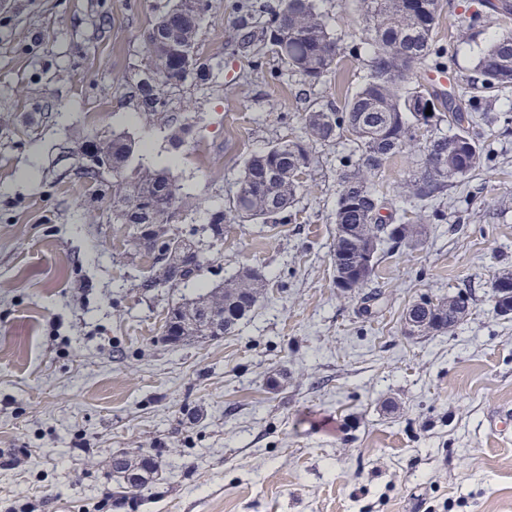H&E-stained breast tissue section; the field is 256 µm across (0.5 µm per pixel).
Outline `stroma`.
<instances>
[{"label": "stroma", "instance_id": "1", "mask_svg": "<svg viewBox=\"0 0 512 512\" xmlns=\"http://www.w3.org/2000/svg\"><path fill=\"white\" fill-rule=\"evenodd\" d=\"M240 0H212L201 51L210 84L172 111L190 127L135 117L128 79L168 0H0V512H512V315L494 285L512 273V89L477 131L479 170L420 209L399 193L419 157L374 179L383 216L420 225L417 245L380 254L369 283L335 286L338 175L352 137L311 144L288 217L224 226L199 280L147 288L150 259L128 227L91 218L111 202L76 174L96 135L133 133L145 164L170 168L203 211L229 207L243 160L305 140L303 116L339 108L364 82L360 0H322L345 53L316 85L270 51H239ZM482 0H442L434 45L455 90L512 19L462 34ZM265 271L258 305L221 336L164 339L168 311L238 269ZM458 293L473 302L445 334L408 336L406 308ZM153 459L144 493L115 460Z\"/></svg>", "mask_w": 512, "mask_h": 512}]
</instances>
